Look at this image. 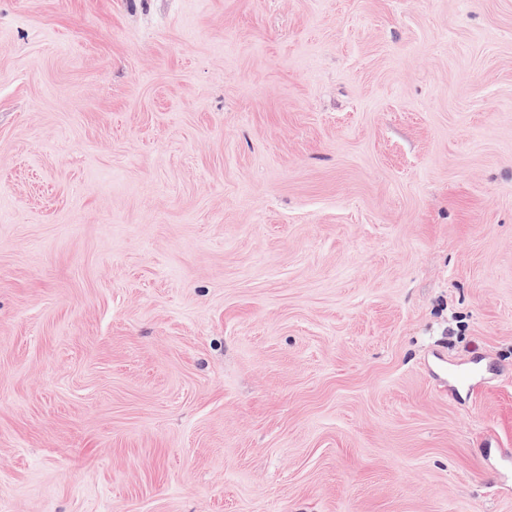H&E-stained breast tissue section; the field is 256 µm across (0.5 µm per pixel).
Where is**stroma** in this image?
<instances>
[{
  "label": "stroma",
  "instance_id": "1",
  "mask_svg": "<svg viewBox=\"0 0 512 512\" xmlns=\"http://www.w3.org/2000/svg\"><path fill=\"white\" fill-rule=\"evenodd\" d=\"M0 512H512V0H0Z\"/></svg>",
  "mask_w": 512,
  "mask_h": 512
}]
</instances>
